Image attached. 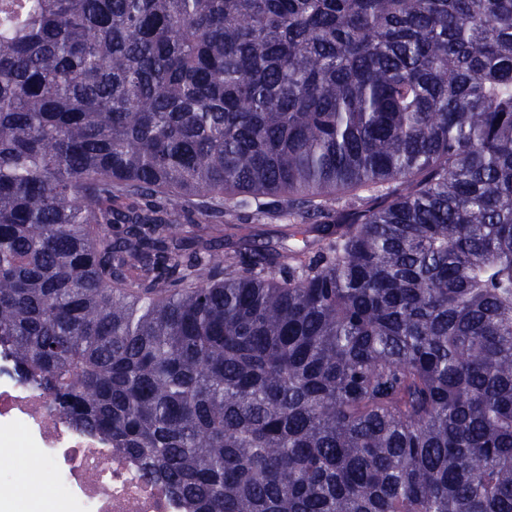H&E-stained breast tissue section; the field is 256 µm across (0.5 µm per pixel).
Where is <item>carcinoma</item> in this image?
I'll use <instances>...</instances> for the list:
<instances>
[{
  "instance_id": "obj_1",
  "label": "carcinoma",
  "mask_w": 512,
  "mask_h": 512,
  "mask_svg": "<svg viewBox=\"0 0 512 512\" xmlns=\"http://www.w3.org/2000/svg\"><path fill=\"white\" fill-rule=\"evenodd\" d=\"M0 344L188 512H512V0H0Z\"/></svg>"
}]
</instances>
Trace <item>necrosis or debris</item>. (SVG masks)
I'll use <instances>...</instances> for the list:
<instances>
[{"instance_id":"necrosis-or-debris-1","label":"necrosis or debris","mask_w":512,"mask_h":512,"mask_svg":"<svg viewBox=\"0 0 512 512\" xmlns=\"http://www.w3.org/2000/svg\"><path fill=\"white\" fill-rule=\"evenodd\" d=\"M49 397L22 380L0 347V447L26 448L46 463L53 500L19 499L0 479V512H185L165 483L143 478L138 462L98 435L50 415Z\"/></svg>"}]
</instances>
